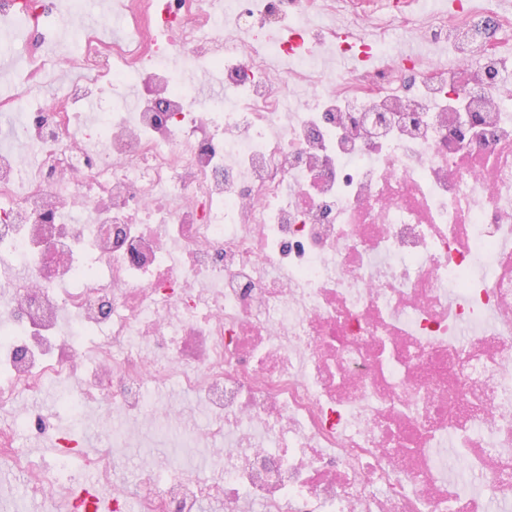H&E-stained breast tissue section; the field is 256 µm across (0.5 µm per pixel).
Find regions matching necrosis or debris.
<instances>
[{"mask_svg":"<svg viewBox=\"0 0 512 512\" xmlns=\"http://www.w3.org/2000/svg\"><path fill=\"white\" fill-rule=\"evenodd\" d=\"M345 7L126 0L135 39L78 29L79 76L58 104L39 103L52 60L36 50L0 99L25 113L0 144V403L50 380L67 409L93 401L131 428L151 387L174 385L224 442L222 480L142 471L139 512L512 503V14L499 0H457L432 24L383 14L346 50L385 63L329 76L317 54L335 33L307 20ZM394 27L446 33L450 63L387 52ZM175 56L206 60L221 97ZM125 83L134 104L104 105L75 138V102ZM23 423L54 464L2 427L0 456L46 498L72 480L75 443L55 414Z\"/></svg>","mask_w":512,"mask_h":512,"instance_id":"1","label":"necrosis or debris"}]
</instances>
